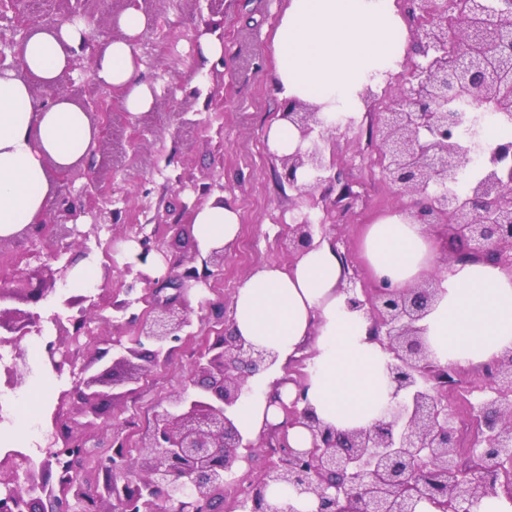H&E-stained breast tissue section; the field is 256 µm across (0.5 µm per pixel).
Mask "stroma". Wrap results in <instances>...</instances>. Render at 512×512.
Masks as SVG:
<instances>
[{"label": "stroma", "mask_w": 512, "mask_h": 512, "mask_svg": "<svg viewBox=\"0 0 512 512\" xmlns=\"http://www.w3.org/2000/svg\"><path fill=\"white\" fill-rule=\"evenodd\" d=\"M287 0H150L143 11L149 19L136 39L141 76L154 95L151 111L134 116L126 111L120 90L102 92L92 57L81 56L61 76L64 86L85 89L82 100L99 134L87 158L69 172L57 175L56 208L72 212V223L89 232L85 246L63 252L61 263L70 265L57 279L54 294L41 301L40 329L21 345L29 355L30 373L17 392H0V402L25 396L42 381L41 362L34 357L36 344L55 338L56 319H68L70 310L62 297L90 295L132 300L131 312H149L143 283L123 272L127 262L122 244H138L149 238L157 247L166 271L176 274L183 263L203 262L206 250L193 237L198 209L222 198L239 211L240 232L221 271L200 289V297L223 299L232 307L241 282L266 265L286 266L295 259L288 251V227L297 223V191L282 178L280 157L266 144L269 125L280 118L285 103L272 82L271 37ZM67 0H0V59L13 62V45L30 25L63 13ZM219 38L224 47L221 61L205 64L202 39ZM378 137L369 120H357L338 139L337 168L342 181L352 183L358 194L349 210L334 205L335 188L320 187L315 196L317 219L344 258L356 289H371L374 279L362 255L361 241L370 224L408 208L411 198L397 195L384 182L378 165ZM48 234L0 243V274L21 275L31 280L46 276L43 255L49 251ZM95 268L92 284H78L77 270ZM103 319H88L86 334L76 347L78 364H93L95 351L111 349L113 341L130 344L137 334L127 322L128 313L105 307ZM192 335L176 343L166 365L145 373L136 390L100 416L95 427L85 429L91 456H99L110 439L112 427L141 438L166 399L177 392L190 375L208 338L228 329L229 321H215L207 311L194 310ZM459 383L468 393L453 390L448 402L458 416L462 447L473 438L472 403L484 384L478 371L461 370ZM72 379L62 376L48 386L45 402L36 417L7 418L0 422V452L23 451L45 456L55 432L51 421L60 394L70 390ZM278 453L263 445L239 462L234 484L224 489L218 512H239L240 486L257 476Z\"/></svg>", "instance_id": "stroma-1"}]
</instances>
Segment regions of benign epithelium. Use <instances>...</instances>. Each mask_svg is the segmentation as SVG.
Here are the masks:
<instances>
[{
	"mask_svg": "<svg viewBox=\"0 0 512 512\" xmlns=\"http://www.w3.org/2000/svg\"><path fill=\"white\" fill-rule=\"evenodd\" d=\"M424 0L423 21L415 31L421 60L413 64L400 95L376 114L381 173L400 194L414 197L409 208L419 224L431 229L445 225L457 243L448 263L481 260L512 270V141L489 148V156L474 158L460 145L457 128L463 114L448 111V97L464 93L474 109L491 107L512 117V0ZM283 117L299 131L303 146L282 158L283 178L299 192L297 207L324 183L336 180L335 135L328 134L319 109L291 102ZM307 183L298 184V174ZM55 249L81 246L89 233L77 225L52 224ZM324 233V224L308 212L290 229L288 248L302 254ZM214 272L208 266L186 265L166 281L176 294L156 302L159 312L141 319L139 338L125 346L112 343V365L93 375L83 366L70 394L61 396L55 425L71 459L59 460L57 440L49 442L45 459L35 462L21 451L0 455V512H216L224 498L225 480L240 459L239 449L257 450L262 440L243 437L234 411L249 378L268 370L276 355L258 350L230 331L202 350L189 386L174 394L169 407L157 414L152 431L143 438L136 461L123 453V468L139 471L136 480L106 474L96 494L81 476L87 456L83 437L64 421L69 399L99 416L122 395L108 392L136 378H116L117 367L157 362L166 345L180 340L192 326L189 297ZM440 278L424 279L405 290L384 282L359 296L347 288L348 307L370 322V333L390 354L387 372L394 401L366 429L341 432L321 423L304 400V384L285 408L286 421L268 430L279 435L281 459L249 482L241 512H281L268 503L269 486L287 485L310 498L314 512H415L422 501L439 512H475L480 500L503 491L512 498V350L483 366L488 386L473 406L477 423L470 457L472 467L459 464L457 415L447 394L457 384L458 368L436 362L429 350L422 320L435 303ZM55 279L35 285L14 277L0 280V345L13 347L12 362L3 365L4 385L20 387L29 371L21 340L40 331L41 315L33 310L53 291ZM27 309L3 307L7 300ZM79 316L56 321L58 338L46 345L56 374L70 365L69 344L75 341L67 324H84L90 316L103 322V304L89 296L64 299ZM156 350L146 356L141 339ZM306 427L312 447L288 445V428ZM508 462L511 468L504 467Z\"/></svg>",
	"mask_w": 512,
	"mask_h": 512,
	"instance_id": "obj_1",
	"label": "benign epithelium"
}]
</instances>
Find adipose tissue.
I'll list each match as a JSON object with an SVG mask.
<instances>
[{
    "label": "adipose tissue",
    "instance_id": "adipose-tissue-1",
    "mask_svg": "<svg viewBox=\"0 0 512 512\" xmlns=\"http://www.w3.org/2000/svg\"><path fill=\"white\" fill-rule=\"evenodd\" d=\"M120 40L90 42L92 25L75 18L36 27L20 47V71L0 74V238L39 223L47 213L54 176L83 161L97 130L81 105L60 93L42 101L35 85H56L86 45H93L98 81L123 89L131 114L149 111L133 40L146 27L138 7L115 19ZM407 45L396 0H288L273 37L280 99L320 107L326 127L337 115L364 109L365 89H381ZM194 234L205 248L230 246L240 230L233 204L214 200L197 210ZM375 280L404 289L439 262L435 239L406 212L370 225L362 244ZM343 262L328 241L314 244L293 265L251 273L236 291L232 328L256 349L276 352L280 387L241 399L235 424L255 439L284 422L285 404L304 391L316 416L340 431L371 426L391 400L389 358L369 338L370 321L349 310ZM440 298L424 318V334L443 363L479 368L512 349V271L483 261L450 264ZM308 358L303 388L287 382L283 365Z\"/></svg>",
    "mask_w": 512,
    "mask_h": 512
}]
</instances>
